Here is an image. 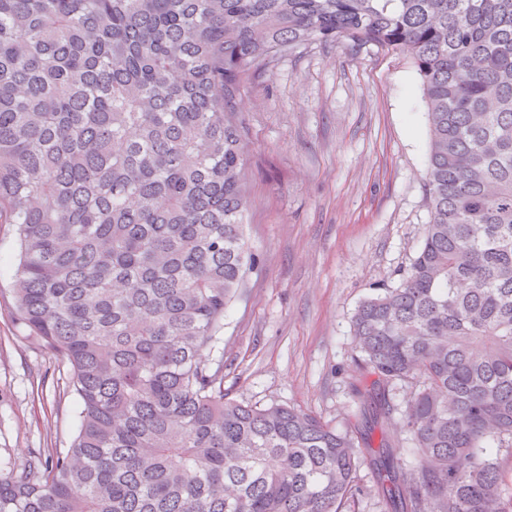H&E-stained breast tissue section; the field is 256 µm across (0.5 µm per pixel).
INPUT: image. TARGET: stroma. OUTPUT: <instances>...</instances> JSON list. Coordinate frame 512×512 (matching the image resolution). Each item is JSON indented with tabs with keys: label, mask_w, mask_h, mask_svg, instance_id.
I'll list each match as a JSON object with an SVG mask.
<instances>
[{
	"label": "stroma",
	"mask_w": 512,
	"mask_h": 512,
	"mask_svg": "<svg viewBox=\"0 0 512 512\" xmlns=\"http://www.w3.org/2000/svg\"><path fill=\"white\" fill-rule=\"evenodd\" d=\"M256 263L224 312V392L344 427L356 410L350 318L397 285L429 222L428 123L405 55L338 40L278 59L246 83ZM16 229L0 224V466L66 448L80 424L70 365L13 317Z\"/></svg>",
	"instance_id": "1"
}]
</instances>
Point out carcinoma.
I'll return each instance as SVG.
<instances>
[{"label":"carcinoma","instance_id":"cac0c4a2","mask_svg":"<svg viewBox=\"0 0 512 512\" xmlns=\"http://www.w3.org/2000/svg\"><path fill=\"white\" fill-rule=\"evenodd\" d=\"M338 39L412 61L429 132L430 220L353 313L344 429L226 398L223 336L253 267L241 90ZM0 224L81 407L70 447L0 469V512H512V0H0ZM399 390L413 471L372 449Z\"/></svg>","mask_w":512,"mask_h":512}]
</instances>
